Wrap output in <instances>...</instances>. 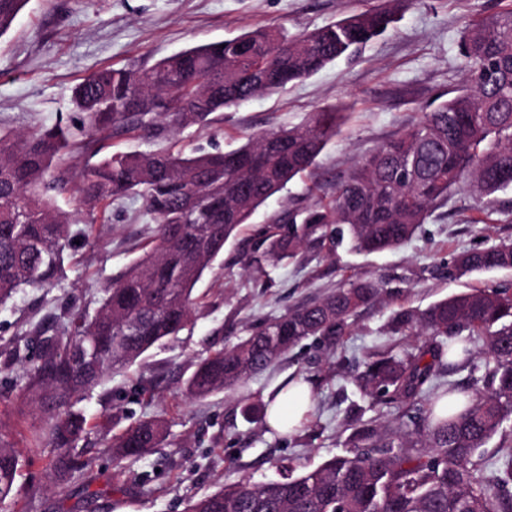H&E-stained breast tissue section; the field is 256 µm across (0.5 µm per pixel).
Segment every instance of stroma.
Here are the masks:
<instances>
[{"mask_svg": "<svg viewBox=\"0 0 512 512\" xmlns=\"http://www.w3.org/2000/svg\"><path fill=\"white\" fill-rule=\"evenodd\" d=\"M386 0H28L0 37V127L31 131L58 121L78 122L73 88L104 68L153 64L187 47L219 42L245 31L278 26L297 34L352 14L384 7ZM512 6V0H416L397 14L391 31L355 56L314 76L217 112L211 124L191 126L155 141L127 133L103 142L104 154L158 148L188 154L228 152L256 132L305 123L311 112L334 105L342 118L313 168L269 198L205 270L194 295L188 328L150 349L132 367L107 375L75 408L86 433L75 451L95 461L89 474L59 484L41 467L23 469L20 502L36 500L37 512H185L190 498L242 480L277 477V463L295 473L348 453L356 421L385 429L397 425L396 402L370 405L353 381L366 357L399 345L414 350L421 336H392L393 312L423 309L471 288L512 287V270L455 277L458 253L512 239V189L479 197L457 189L400 248L327 255L303 250L272 264L259 243L266 225L292 211L328 202L355 160L418 121L440 96H454L464 75L460 51L466 23ZM91 243L74 245L58 286L25 288L0 305V350L15 352L0 373V437L23 456L37 454L34 430L46 426L53 406L18 395L33 359L34 328L63 323L69 305L93 310L113 277L139 257L154 223L141 197L98 212ZM379 281L383 298L363 310L340 342L308 339L273 367L231 392L189 399L185 383L199 360L234 345L247 327L280 316L321 295L351 275ZM310 384L316 406L309 420L287 436L265 423L247 421L245 406H263L285 377ZM163 417L165 442L116 472L105 448L141 417Z\"/></svg>", "mask_w": 512, "mask_h": 512, "instance_id": "1", "label": "stroma"}]
</instances>
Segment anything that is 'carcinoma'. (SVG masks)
<instances>
[{
    "instance_id": "carcinoma-1",
    "label": "carcinoma",
    "mask_w": 512,
    "mask_h": 512,
    "mask_svg": "<svg viewBox=\"0 0 512 512\" xmlns=\"http://www.w3.org/2000/svg\"><path fill=\"white\" fill-rule=\"evenodd\" d=\"M414 0H388L338 22L290 36L280 27L186 48L150 66L130 65L86 77L74 90L70 126L21 133L0 128V304L21 288L60 282L73 226L93 236L95 211L107 201L140 196L155 221L150 246L104 290L93 312L72 309L63 331L46 336L23 376L19 396L52 401L57 412L36 440L44 460L21 458L0 441V512H14L17 477L41 465L64 481L93 461L73 453L87 419L72 399L112 371L135 364L190 322L193 291L225 244L258 207L306 172L336 134L339 112L324 107L301 127L247 137L222 153H116L75 174L78 207L62 209L56 193L66 176L55 162L72 148L92 150L108 132L163 138L206 124L210 115L284 89L385 33L393 13ZM27 0H0V37ZM461 49L464 85L411 127L356 163L328 203L302 220L268 226L265 254L280 262L306 246L333 254L348 243L360 253L405 244L452 190L467 186L489 197L512 185V7L467 23ZM461 273L512 269V241L467 250ZM382 298L380 283L349 279L333 292L287 310L237 344L202 359L185 393L202 399L232 391L301 341H338L359 313ZM394 336L424 333L413 351L372 353L354 377L372 403L389 397L406 406L404 420L380 431L360 424L348 455L299 476L241 481L190 501L186 512H512V436L503 438L499 468L486 477L482 449L512 419V289L473 288L422 311L401 309ZM448 339L443 343L442 339ZM485 347L484 389L452 401L456 389L436 383L447 367ZM448 362H443V358ZM166 437L162 420L145 417L112 436L113 465L139 458Z\"/></svg>"
}]
</instances>
